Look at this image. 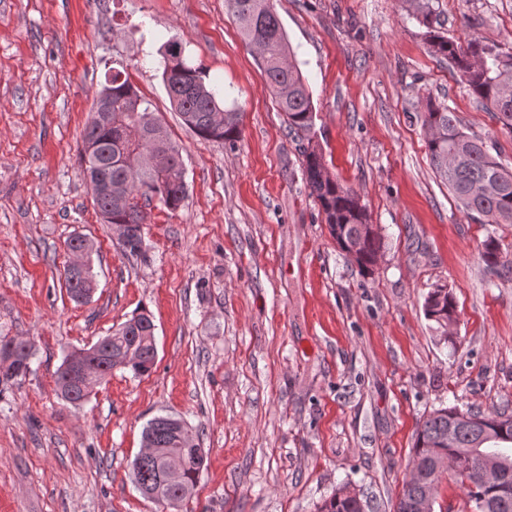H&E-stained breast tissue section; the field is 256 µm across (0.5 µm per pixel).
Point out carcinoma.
<instances>
[{"label":"carcinoma","instance_id":"obj_1","mask_svg":"<svg viewBox=\"0 0 512 512\" xmlns=\"http://www.w3.org/2000/svg\"><path fill=\"white\" fill-rule=\"evenodd\" d=\"M226 4L244 39L259 55L289 129L301 141L306 184L332 237L341 249L353 253L362 273H371L382 248L381 237L356 192L329 172L322 150L313 143V100L273 5L270 0H226ZM429 47L454 64L470 92L490 107L502 128L512 133V46L490 45L475 38L463 45L435 31L429 36ZM162 79L172 108L199 137L225 142L239 138L240 113L224 108V99L206 85L202 68L192 64L178 41L166 45ZM102 90L112 92V118L90 117L79 150L80 163L82 171L90 170L95 178L112 184L110 196L91 191L94 204L107 223L127 225L121 242L134 255L142 248L143 205L156 198L169 210L179 208L187 191L185 169L179 148L166 135L155 142V147L168 154L167 168L159 171L146 163L129 173L125 156L149 147V121L145 117L151 114L150 103L121 70L112 74ZM420 119L432 166L465 211L487 224H512V170L492 156L484 140L464 131L448 106L429 101ZM93 247L84 235L67 240L69 251L86 250L83 264L70 263L64 269L66 291L76 303L88 302L96 286ZM483 259L490 269L512 271V260L502 255L494 240L484 244ZM424 314L448 330L456 318L452 293L443 287L431 290L424 301ZM154 330L150 316L141 313L93 345L72 351L56 371L61 397L72 404L82 398L79 371L83 367L98 369L102 379L117 367H129L137 375L148 373L157 356ZM14 341L16 357L8 367L0 366L1 382L24 377L30 371L33 347L18 337ZM177 423L179 420L171 416L149 420L143 439L150 448L141 451L133 462L135 483L152 492L156 502L167 505L192 498L206 458L205 449L189 430L175 429ZM482 458L498 466L508 492L468 481L460 474ZM445 462L454 465L456 480L474 503V512H512L511 414L457 407L432 411L416 434L411 468L394 512H413L427 477ZM172 468L179 471L176 484L165 479ZM364 508L358 493L342 485L323 500L318 512H362Z\"/></svg>","mask_w":512,"mask_h":512}]
</instances>
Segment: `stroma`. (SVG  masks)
Segmentation results:
<instances>
[{
  "label": "stroma",
  "mask_w": 512,
  "mask_h": 512,
  "mask_svg": "<svg viewBox=\"0 0 512 512\" xmlns=\"http://www.w3.org/2000/svg\"><path fill=\"white\" fill-rule=\"evenodd\" d=\"M315 107L326 165L382 237L372 275L340 250L309 195L256 54L224 0H0V334L34 344L0 383V512H170L132 479L146 423L183 420L207 452L180 512H316L346 482L393 512L424 416L512 408V224L463 211L428 156L419 118L448 106L512 168V135L428 50L407 0H272ZM454 41L512 45V0H429ZM180 41L242 114L233 143L184 127L162 81ZM129 73L177 142L187 193L152 203L142 252H124L81 174L96 92ZM90 238L97 288L72 301L66 241ZM456 302L449 334L430 289ZM147 313L148 374L116 369L80 404L54 373L71 350ZM424 314L447 334L456 318V303L448 288H434L424 301Z\"/></svg>",
  "instance_id": "1"
}]
</instances>
